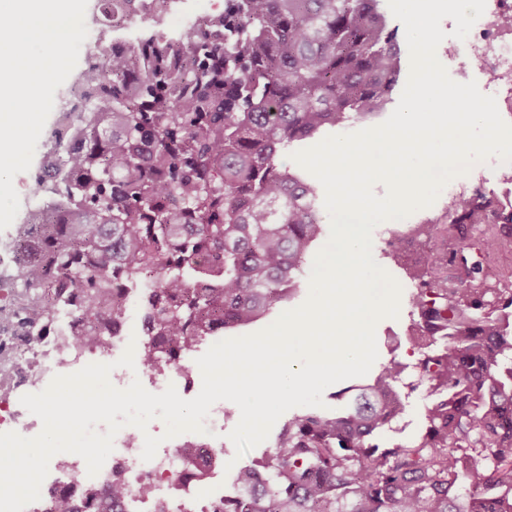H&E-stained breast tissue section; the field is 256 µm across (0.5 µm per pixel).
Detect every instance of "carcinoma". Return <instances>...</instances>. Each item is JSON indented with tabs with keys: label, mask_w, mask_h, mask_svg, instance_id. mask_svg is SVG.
<instances>
[{
	"label": "carcinoma",
	"mask_w": 512,
	"mask_h": 512,
	"mask_svg": "<svg viewBox=\"0 0 512 512\" xmlns=\"http://www.w3.org/2000/svg\"><path fill=\"white\" fill-rule=\"evenodd\" d=\"M142 0H104L105 28ZM171 0L143 14L148 36L85 63L81 112L45 133L43 220L15 225L0 271V384L22 345L79 321L75 344L121 335L138 292L143 366L180 365L228 328L267 315L302 285L322 234L319 183L279 159L326 127L364 122L392 100L403 66L380 0H226L177 38L157 31ZM452 224H410L430 246L412 272L416 367L428 432L379 448L402 411L400 365L336 394L334 413L288 420L273 451L239 470L224 512H512V289L487 266L512 247V205L453 200ZM484 221L456 250L441 241ZM109 483L54 512H130Z\"/></svg>",
	"instance_id": "cac0c4a2"
}]
</instances>
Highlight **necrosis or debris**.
I'll use <instances>...</instances> for the list:
<instances>
[{
    "instance_id": "4bbe7bcc",
    "label": "necrosis or debris",
    "mask_w": 512,
    "mask_h": 512,
    "mask_svg": "<svg viewBox=\"0 0 512 512\" xmlns=\"http://www.w3.org/2000/svg\"><path fill=\"white\" fill-rule=\"evenodd\" d=\"M489 24H474L465 39L449 41L437 59L460 74L478 68L488 75L489 93L496 99L499 111L512 115V0H487ZM84 329L68 324L62 334L17 349L14 359L12 390L28 388L40 392L58 375H69L83 368L89 358L108 361L113 348L87 349L74 345L76 336ZM194 368L185 364L179 369L162 367L116 368L110 373L112 385L127 388L133 380L148 381L156 392H163L173 379L187 384ZM223 406L213 405L205 421L206 432L185 433L179 446L159 447L152 460L141 458L144 435L141 431L123 427L114 438V450L96 475H89L85 460L74 453L67 454L64 463L50 461L49 473L40 488L39 500L26 506L25 512H49L55 498L63 492L76 497L87 486L98 484L111 475L137 492L135 512H157L159 503H166L168 512H217L224 499L223 488L213 489L207 496L193 493L189 484L175 481L174 475L183 471L180 450L194 448L197 462L214 470L215 462L224 453L218 437L224 431Z\"/></svg>"
}]
</instances>
